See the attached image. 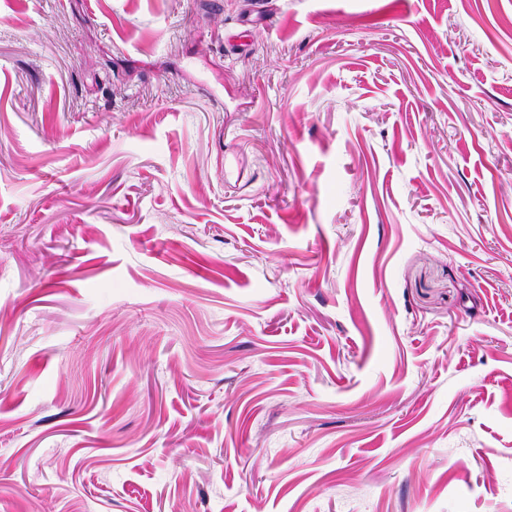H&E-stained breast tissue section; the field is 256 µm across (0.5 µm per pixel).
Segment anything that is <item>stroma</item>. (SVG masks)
Here are the masks:
<instances>
[{"mask_svg": "<svg viewBox=\"0 0 512 512\" xmlns=\"http://www.w3.org/2000/svg\"><path fill=\"white\" fill-rule=\"evenodd\" d=\"M0 512H512V0H0Z\"/></svg>", "mask_w": 512, "mask_h": 512, "instance_id": "1", "label": "stroma"}]
</instances>
